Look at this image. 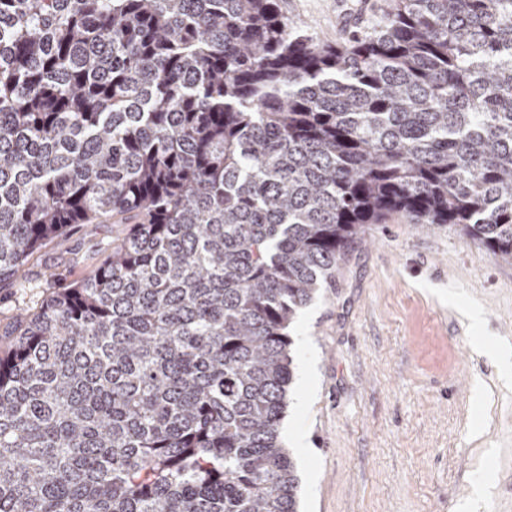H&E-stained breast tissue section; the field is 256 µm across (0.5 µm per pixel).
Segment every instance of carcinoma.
<instances>
[{
  "label": "carcinoma",
  "instance_id": "cac0c4a2",
  "mask_svg": "<svg viewBox=\"0 0 512 512\" xmlns=\"http://www.w3.org/2000/svg\"><path fill=\"white\" fill-rule=\"evenodd\" d=\"M394 213L512 262V0H0V282L129 225L4 331L0 512H297L288 329ZM282 11L321 44H343L376 23L388 0H280Z\"/></svg>",
  "mask_w": 512,
  "mask_h": 512
}]
</instances>
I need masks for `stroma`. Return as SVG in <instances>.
I'll list each match as a JSON object with an SVG mask.
<instances>
[{
    "label": "stroma",
    "mask_w": 512,
    "mask_h": 512,
    "mask_svg": "<svg viewBox=\"0 0 512 512\" xmlns=\"http://www.w3.org/2000/svg\"><path fill=\"white\" fill-rule=\"evenodd\" d=\"M306 34L336 45L376 23L388 0H281ZM75 224L0 283V328L50 290L88 277L126 233ZM512 349V262L453 228L395 214L374 225L290 329L297 371L285 423L300 512H512V381L478 351L465 316Z\"/></svg>",
    "instance_id": "35a3bbf8"
}]
</instances>
